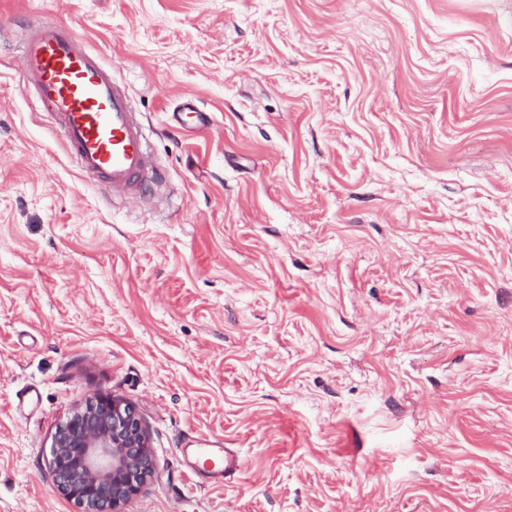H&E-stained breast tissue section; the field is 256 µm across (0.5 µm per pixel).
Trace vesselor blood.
<instances>
[{
  "instance_id": "obj_1",
  "label": "vessel or blood",
  "mask_w": 512,
  "mask_h": 512,
  "mask_svg": "<svg viewBox=\"0 0 512 512\" xmlns=\"http://www.w3.org/2000/svg\"><path fill=\"white\" fill-rule=\"evenodd\" d=\"M19 64L26 88L48 109L82 176L130 202L141 199L148 178H160L161 173L127 89L113 77L111 67L58 22L30 30ZM174 116L187 129L209 122L205 112L188 102ZM184 460L191 470H204L219 481L240 467L238 456L224 448H190Z\"/></svg>"
}]
</instances>
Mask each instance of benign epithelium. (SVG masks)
<instances>
[{"label": "benign epithelium", "mask_w": 512, "mask_h": 512, "mask_svg": "<svg viewBox=\"0 0 512 512\" xmlns=\"http://www.w3.org/2000/svg\"><path fill=\"white\" fill-rule=\"evenodd\" d=\"M48 466L53 490L77 512H120L156 473L140 416L111 395L88 399L56 427Z\"/></svg>", "instance_id": "7a95c632"}]
</instances>
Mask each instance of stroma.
<instances>
[{"label": "stroma", "mask_w": 512, "mask_h": 512, "mask_svg": "<svg viewBox=\"0 0 512 512\" xmlns=\"http://www.w3.org/2000/svg\"><path fill=\"white\" fill-rule=\"evenodd\" d=\"M57 21L141 114L140 204L24 89ZM98 394L157 469L122 512H512V0H0V512H75L51 436ZM174 117L183 128L195 129L208 124L209 116L196 109L190 102L178 106L174 110ZM186 465L193 471L202 470L216 479V483L222 482L240 468V460L237 455L230 453L226 448H187L184 452Z\"/></svg>", "instance_id": "1"}]
</instances>
